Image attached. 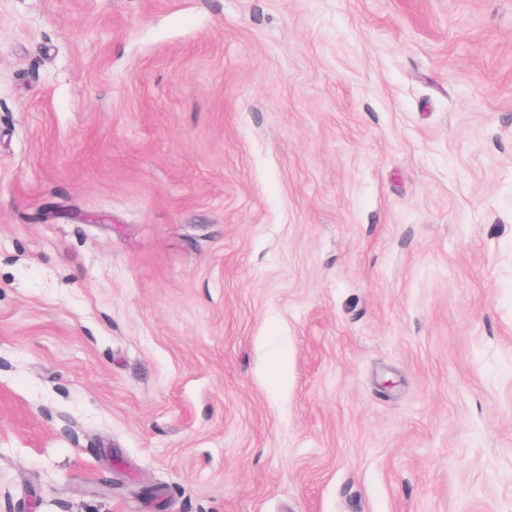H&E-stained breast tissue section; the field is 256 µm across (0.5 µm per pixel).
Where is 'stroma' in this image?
<instances>
[{
	"instance_id": "1",
	"label": "stroma",
	"mask_w": 512,
	"mask_h": 512,
	"mask_svg": "<svg viewBox=\"0 0 512 512\" xmlns=\"http://www.w3.org/2000/svg\"><path fill=\"white\" fill-rule=\"evenodd\" d=\"M0 512H512V0H0Z\"/></svg>"
}]
</instances>
